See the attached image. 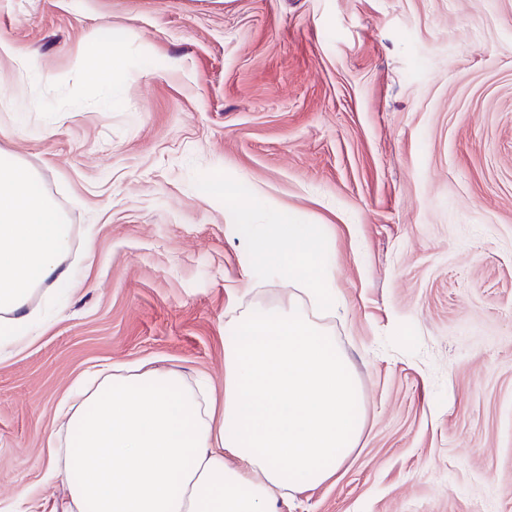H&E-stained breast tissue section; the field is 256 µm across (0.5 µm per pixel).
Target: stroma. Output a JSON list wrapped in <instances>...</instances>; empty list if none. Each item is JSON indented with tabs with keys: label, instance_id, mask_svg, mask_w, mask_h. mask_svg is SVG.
<instances>
[{
	"label": "stroma",
	"instance_id": "obj_1",
	"mask_svg": "<svg viewBox=\"0 0 512 512\" xmlns=\"http://www.w3.org/2000/svg\"><path fill=\"white\" fill-rule=\"evenodd\" d=\"M100 27L124 64L94 86ZM0 41L34 63L0 56V150L74 240L66 295L0 350V512L61 497L46 436L89 372L223 388L230 311L288 297L245 265L285 218L327 227L366 415L288 512H512V0H0ZM123 38L112 30L100 28L84 44L75 67L97 85L110 84L115 71L122 65V55L116 47Z\"/></svg>",
	"mask_w": 512,
	"mask_h": 512
}]
</instances>
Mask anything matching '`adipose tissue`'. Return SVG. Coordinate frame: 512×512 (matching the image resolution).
<instances>
[{
    "instance_id": "obj_1",
    "label": "adipose tissue",
    "mask_w": 512,
    "mask_h": 512,
    "mask_svg": "<svg viewBox=\"0 0 512 512\" xmlns=\"http://www.w3.org/2000/svg\"><path fill=\"white\" fill-rule=\"evenodd\" d=\"M121 42L97 30L76 68L111 83ZM72 244L36 174L0 151V345L21 347L39 322L31 300L67 279ZM248 255L296 291L227 322L223 393L198 397L176 369L115 371L76 391L48 437L49 473L65 487L51 512H283L349 460L365 409L351 359L318 321L338 305L324 228L272 225Z\"/></svg>"
}]
</instances>
